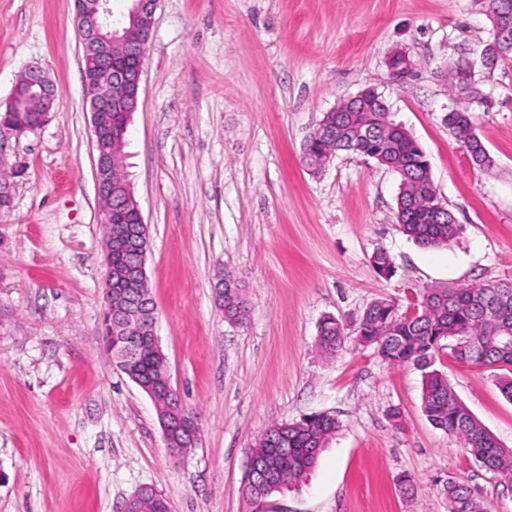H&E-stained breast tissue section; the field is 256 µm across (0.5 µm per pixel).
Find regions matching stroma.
Segmentation results:
<instances>
[{"instance_id":"stroma-1","label":"stroma","mask_w":512,"mask_h":512,"mask_svg":"<svg viewBox=\"0 0 512 512\" xmlns=\"http://www.w3.org/2000/svg\"><path fill=\"white\" fill-rule=\"evenodd\" d=\"M482 0H159L124 172L149 227L148 285L167 373L199 440L180 459L153 402L104 348L105 267L93 133L74 0H0V108L39 64L59 88L50 120L0 135L13 182L0 213V512H120L150 486L171 512H253L246 462L272 425L327 413L340 427L307 479L266 512H448L464 482L488 512L512 488L422 411V372L363 345L365 309L412 310L422 289L512 280V57L482 66ZM414 68L391 82L390 53ZM474 67V129L495 160H469L446 121L461 97L448 72ZM372 87L409 130L439 201L462 231L418 246L396 221L398 175L340 153L302 163L325 112ZM386 251L393 277L374 270ZM244 288L250 314L225 320L215 290ZM346 336L316 349L320 322ZM461 403L512 448L501 370L434 362ZM399 419H392V412ZM415 493L403 495L401 477ZM342 325L332 317L322 320L317 337V348L325 356H334L344 346Z\"/></svg>"}]
</instances>
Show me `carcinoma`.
<instances>
[{
  "mask_svg": "<svg viewBox=\"0 0 512 512\" xmlns=\"http://www.w3.org/2000/svg\"><path fill=\"white\" fill-rule=\"evenodd\" d=\"M147 20L127 13L123 28L125 38L112 42V55L125 54L127 43L138 40ZM368 112H326L322 122L336 128V143L323 134H312L307 141L302 162L316 171L340 152L359 154L375 160L400 176L396 220L401 231L424 248L449 246L459 235L461 225L453 213L440 206L429 174L424 152L408 130L394 123L387 112L368 104ZM127 117L112 116V163L107 178L112 194L101 199L102 208L112 206L125 213L126 224L140 221L138 202L123 172L122 150L125 139L120 129ZM448 128L464 144L470 161L481 169H489L494 159L476 135L472 112L460 106L447 115ZM146 240L127 238L119 244L125 260L132 265L143 250ZM377 273L390 276L393 263L388 254L377 251L372 256ZM127 296L137 314L115 332L112 359L125 366L123 373L153 382L161 391L166 378V361L162 353L145 347L134 361L120 358L119 347L132 337L144 341L149 325L156 321L155 307L142 298L139 284L128 289ZM224 318L240 324L249 313L243 289L224 285V296L218 298ZM360 341L374 347L389 364H414L422 368V408L430 423L457 435L467 453L501 482L512 485V450L502 448L496 439L465 409L453 393L448 378L433 367L436 354L449 348L461 361L479 366L499 367L508 371L499 382L502 394L512 401V281L497 284L460 287L425 288L420 301L410 314L400 312L390 299L374 301L364 312L359 327ZM342 325L334 318L322 320L317 348L325 356H334L344 346ZM339 423L332 415L312 413L298 420L269 428L259 439L253 454L257 456L262 475L245 479V495L263 512V503L273 492L303 479L314 466L317 456L336 433ZM448 512H487L482 500L469 487L452 481L444 488Z\"/></svg>",
  "mask_w": 512,
  "mask_h": 512,
  "instance_id": "1",
  "label": "carcinoma"
}]
</instances>
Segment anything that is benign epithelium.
Returning a JSON list of instances; mask_svg holds the SVG:
<instances>
[{
    "label": "benign epithelium",
    "instance_id": "1",
    "mask_svg": "<svg viewBox=\"0 0 512 512\" xmlns=\"http://www.w3.org/2000/svg\"><path fill=\"white\" fill-rule=\"evenodd\" d=\"M109 2L110 0H96V6L88 7L84 0H75L77 28L84 56H95L102 62L99 71L86 81L85 86L104 83L109 88L107 92L90 91L87 95L97 152V190L100 193L106 191L103 172L111 164V160L104 155L99 143L112 132V113L133 112L137 108L148 45L146 40L133 42L127 50L124 62L119 65L112 63V55L108 53L107 44L112 41L116 31L113 29ZM491 19L495 44L512 41V0H497ZM387 66L391 80L396 83L406 81L413 71L409 55L402 50H397L389 56ZM26 74V84L21 89L13 88L7 112L0 116V132L19 133V130L13 128L11 112L17 109V103L26 96L38 97L34 128H39L52 112L58 95L57 87L37 64L30 66ZM121 300V296L112 297V289H104L103 318L107 320V325H114L123 319V310L118 305ZM140 386L155 405L167 448L175 454L176 446L179 444L194 446V425L182 415V404L172 385L166 387L168 405L164 407L157 400L151 385L142 382Z\"/></svg>",
    "mask_w": 512,
    "mask_h": 512
}]
</instances>
